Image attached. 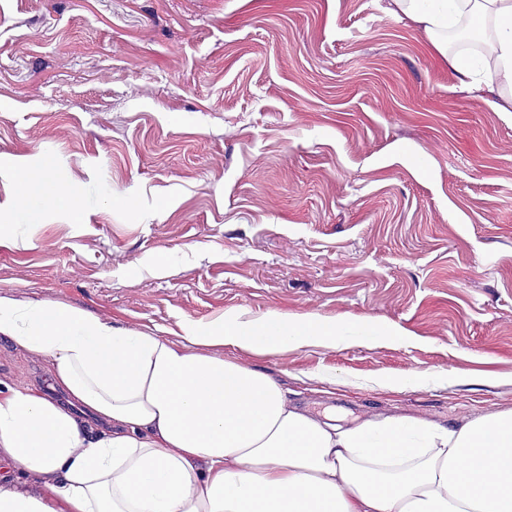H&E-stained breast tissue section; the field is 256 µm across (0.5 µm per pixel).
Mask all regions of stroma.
Returning a JSON list of instances; mask_svg holds the SVG:
<instances>
[{
  "mask_svg": "<svg viewBox=\"0 0 512 512\" xmlns=\"http://www.w3.org/2000/svg\"><path fill=\"white\" fill-rule=\"evenodd\" d=\"M387 3L0 0V202L17 159L73 192L0 240V296L179 344L366 320L391 338L224 356L347 421L512 409V119ZM0 378L66 398L3 342Z\"/></svg>",
  "mask_w": 512,
  "mask_h": 512,
  "instance_id": "1",
  "label": "stroma"
}]
</instances>
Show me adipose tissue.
Instances as JSON below:
<instances>
[{
	"mask_svg": "<svg viewBox=\"0 0 512 512\" xmlns=\"http://www.w3.org/2000/svg\"><path fill=\"white\" fill-rule=\"evenodd\" d=\"M451 57L468 92L512 86V0H389ZM493 22L481 52L448 51ZM71 197L26 173L25 224ZM370 322L238 314L186 327L185 344L76 306L0 296V342L43 361L67 403L0 379V512H512V409L448 426L292 405L268 373L222 357L377 342Z\"/></svg>",
	"mask_w": 512,
	"mask_h": 512,
	"instance_id": "adipose-tissue-1",
	"label": "adipose tissue"
}]
</instances>
